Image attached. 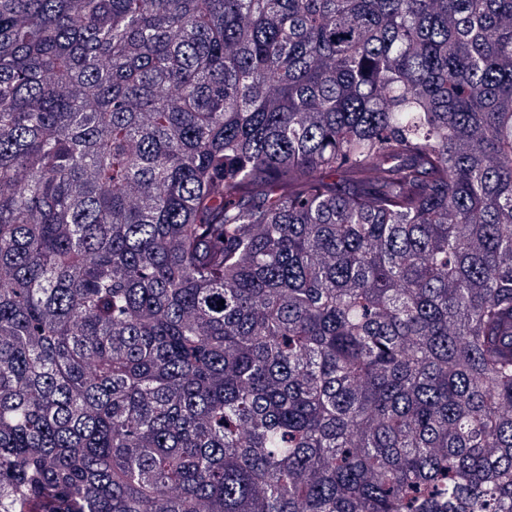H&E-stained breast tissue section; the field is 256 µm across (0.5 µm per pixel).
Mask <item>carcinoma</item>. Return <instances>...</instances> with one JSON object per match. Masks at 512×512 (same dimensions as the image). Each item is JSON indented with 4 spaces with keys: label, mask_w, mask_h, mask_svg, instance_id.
Masks as SVG:
<instances>
[{
    "label": "carcinoma",
    "mask_w": 512,
    "mask_h": 512,
    "mask_svg": "<svg viewBox=\"0 0 512 512\" xmlns=\"http://www.w3.org/2000/svg\"><path fill=\"white\" fill-rule=\"evenodd\" d=\"M0 512H512V0H0Z\"/></svg>",
    "instance_id": "carcinoma-1"
}]
</instances>
